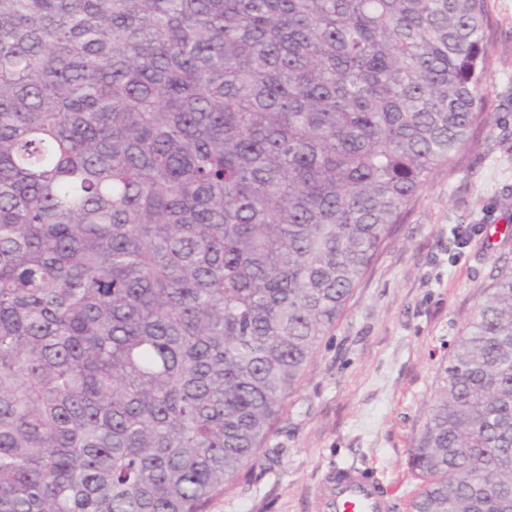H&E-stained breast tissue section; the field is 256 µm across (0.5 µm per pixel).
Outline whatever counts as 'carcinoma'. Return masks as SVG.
<instances>
[{
	"instance_id": "obj_1",
	"label": "carcinoma",
	"mask_w": 512,
	"mask_h": 512,
	"mask_svg": "<svg viewBox=\"0 0 512 512\" xmlns=\"http://www.w3.org/2000/svg\"><path fill=\"white\" fill-rule=\"evenodd\" d=\"M486 0H0V512H208L488 121ZM512 512V269L409 449Z\"/></svg>"
}]
</instances>
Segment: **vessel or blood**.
I'll return each mask as SVG.
<instances>
[{"instance_id":"b4317fda","label":"vessel or blood","mask_w":512,"mask_h":512,"mask_svg":"<svg viewBox=\"0 0 512 512\" xmlns=\"http://www.w3.org/2000/svg\"><path fill=\"white\" fill-rule=\"evenodd\" d=\"M389 489L380 478L353 466L328 471L316 490L320 512H387Z\"/></svg>"}]
</instances>
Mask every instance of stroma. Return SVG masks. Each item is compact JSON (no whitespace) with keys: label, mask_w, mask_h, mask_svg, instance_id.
Returning <instances> with one entry per match:
<instances>
[{"label":"stroma","mask_w":512,"mask_h":512,"mask_svg":"<svg viewBox=\"0 0 512 512\" xmlns=\"http://www.w3.org/2000/svg\"><path fill=\"white\" fill-rule=\"evenodd\" d=\"M488 122L422 190L325 336L256 463L208 512H315L325 472L384 478L390 512L420 489L408 450L454 341L512 268V0H487Z\"/></svg>","instance_id":"obj_1"}]
</instances>
